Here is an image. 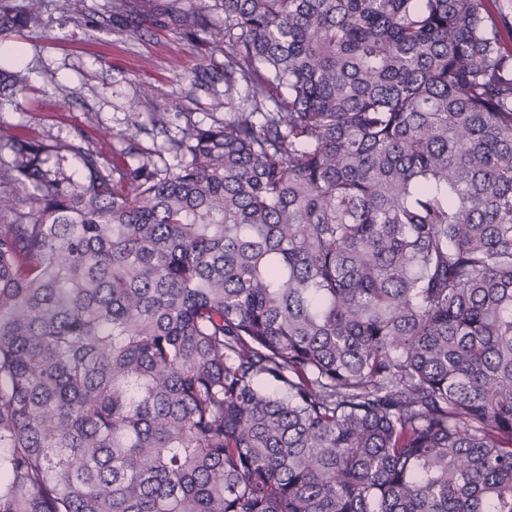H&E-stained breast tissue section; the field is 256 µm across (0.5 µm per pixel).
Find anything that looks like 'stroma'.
<instances>
[{"label": "stroma", "mask_w": 512, "mask_h": 512, "mask_svg": "<svg viewBox=\"0 0 512 512\" xmlns=\"http://www.w3.org/2000/svg\"><path fill=\"white\" fill-rule=\"evenodd\" d=\"M57 3L46 0L42 24L27 28L18 41L28 54V79L0 98V132L33 133L49 144L72 141L135 160L158 154L173 169L180 158L169 151L170 139L192 124L223 123L219 100L190 91L186 75L205 50L199 39L166 23L165 0H151L139 19V37L131 40L99 26L111 0H70L65 11ZM58 84L71 90L66 103L54 93ZM147 84L154 94L139 101V89ZM156 112L168 113L166 130L153 126Z\"/></svg>", "instance_id": "stroma-1"}]
</instances>
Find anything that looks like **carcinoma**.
Wrapping results in <instances>:
<instances>
[{
    "instance_id": "1",
    "label": "carcinoma",
    "mask_w": 512,
    "mask_h": 512,
    "mask_svg": "<svg viewBox=\"0 0 512 512\" xmlns=\"http://www.w3.org/2000/svg\"><path fill=\"white\" fill-rule=\"evenodd\" d=\"M496 3L170 0L227 112L178 170L7 136L0 512H512ZM44 6L0 0V40Z\"/></svg>"
}]
</instances>
